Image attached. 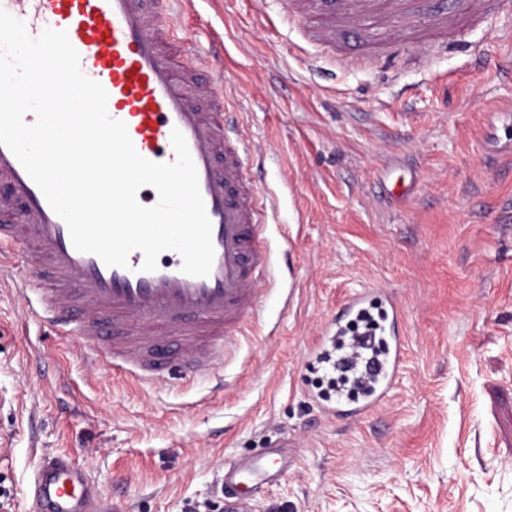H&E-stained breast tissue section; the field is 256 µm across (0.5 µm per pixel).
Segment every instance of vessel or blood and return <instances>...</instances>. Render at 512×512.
I'll return each instance as SVG.
<instances>
[{
	"label": "vessel or blood",
	"mask_w": 512,
	"mask_h": 512,
	"mask_svg": "<svg viewBox=\"0 0 512 512\" xmlns=\"http://www.w3.org/2000/svg\"><path fill=\"white\" fill-rule=\"evenodd\" d=\"M175 0H0V8L22 21L30 36L45 29L66 32L80 55L82 71L108 93L111 117L124 121L137 152L170 162L172 130H180L195 163L199 188L212 224L215 251L205 277L183 272L179 253L159 255L157 268L142 271L144 256L133 251L127 267H110L75 249L65 222L13 153L0 145V266H11L19 248L33 252V272L16 283L36 320L74 337L92 362L139 382H184L214 372L237 340L238 328L255 314L264 285L275 280L261 232L274 216L253 173L256 146L241 120L231 119L223 78L209 75L216 54L199 55L192 41L170 26ZM289 20L317 17L335 47L337 27L364 38L373 0H280ZM397 11L417 9L430 27L442 30L448 15L428 0H392ZM378 305L398 323L395 301L378 284L350 294L323 331L333 339L364 308ZM403 359L393 340L375 388L362 400L332 407L360 417L387 396ZM267 454L234 473L246 488L280 472ZM29 512H122L121 503L96 487L65 455L38 461L28 489Z\"/></svg>",
	"instance_id": "b4317fda"
}]
</instances>
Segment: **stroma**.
<instances>
[{
  "label": "stroma",
  "mask_w": 512,
  "mask_h": 512,
  "mask_svg": "<svg viewBox=\"0 0 512 512\" xmlns=\"http://www.w3.org/2000/svg\"><path fill=\"white\" fill-rule=\"evenodd\" d=\"M174 22L223 45L277 286L213 376L143 387L34 322L20 269L0 274V512H23L43 454L126 512H225V464L284 440L288 469L248 512H512V11L368 66L343 36L342 67L277 0H185ZM370 283L402 309V368L373 412L336 417L311 354Z\"/></svg>",
  "instance_id": "1"
}]
</instances>
